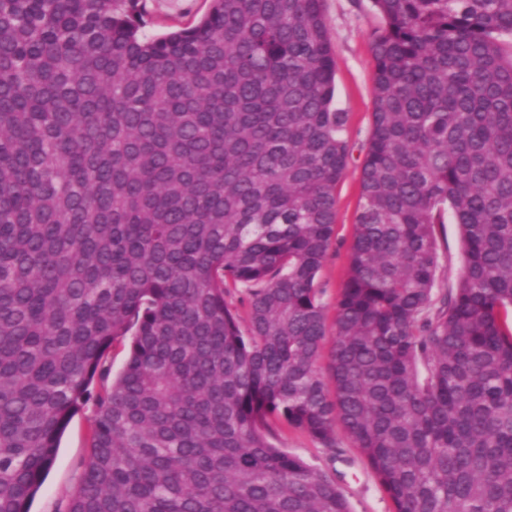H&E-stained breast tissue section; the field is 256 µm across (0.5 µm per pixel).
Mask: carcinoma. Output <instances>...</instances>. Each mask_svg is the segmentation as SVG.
I'll return each mask as SVG.
<instances>
[{"instance_id":"1","label":"carcinoma","mask_w":512,"mask_h":512,"mask_svg":"<svg viewBox=\"0 0 512 512\" xmlns=\"http://www.w3.org/2000/svg\"><path fill=\"white\" fill-rule=\"evenodd\" d=\"M373 3L330 327L351 151L323 0H211L154 38L139 0H0V512L90 402L63 512H351L280 425L332 457L342 430L393 512H512V0ZM329 39L336 53V106L348 113L344 137L352 149L348 172L336 190V231L318 274L331 327L336 299L346 279L355 216L360 201V172L372 126V78L375 68L371 32L381 25L372 0H323ZM438 251L440 254L436 288H454L463 271V243L457 224L450 213L445 224L437 226Z\"/></svg>"}]
</instances>
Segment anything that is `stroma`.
<instances>
[{
  "instance_id": "obj_1",
  "label": "stroma",
  "mask_w": 512,
  "mask_h": 512,
  "mask_svg": "<svg viewBox=\"0 0 512 512\" xmlns=\"http://www.w3.org/2000/svg\"><path fill=\"white\" fill-rule=\"evenodd\" d=\"M142 32L157 37L196 23L210 0H141ZM329 39L336 53V106L348 114L344 137L352 149L348 172L336 190V231L318 274L325 290L323 303L327 319H334L336 299L346 279L355 216L360 201V172L372 126L374 108L372 78L375 68L371 33L381 17L372 0H323ZM440 254L437 285L452 288L463 271V243L453 218L437 227ZM92 411L78 413L70 422L56 459L38 492L31 512H59L75 487L81 463L89 454V426ZM276 443L322 469L335 471L340 490L351 512H392V503L349 440H342L341 453L329 459L322 448L305 434L283 430Z\"/></svg>"
}]
</instances>
